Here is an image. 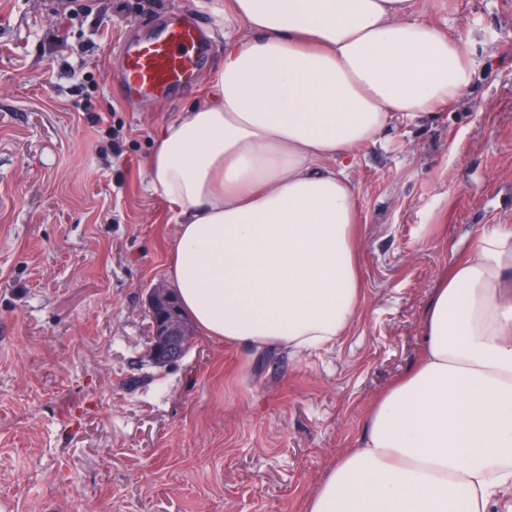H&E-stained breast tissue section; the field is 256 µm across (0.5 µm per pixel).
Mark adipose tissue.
I'll return each mask as SVG.
<instances>
[{"label":"adipose tissue","mask_w":512,"mask_h":512,"mask_svg":"<svg viewBox=\"0 0 512 512\" xmlns=\"http://www.w3.org/2000/svg\"><path fill=\"white\" fill-rule=\"evenodd\" d=\"M207 100L162 126L150 189L176 212L166 277L202 334L319 350L360 316L350 158L455 100L464 47L412 0H231ZM303 512H512V225L432 288L418 362Z\"/></svg>","instance_id":"obj_1"}]
</instances>
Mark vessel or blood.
Wrapping results in <instances>:
<instances>
[{"label":"vessel or blood","mask_w":512,"mask_h":512,"mask_svg":"<svg viewBox=\"0 0 512 512\" xmlns=\"http://www.w3.org/2000/svg\"><path fill=\"white\" fill-rule=\"evenodd\" d=\"M211 49L197 21L172 13L160 28L120 45L110 89L127 97L168 95L193 81Z\"/></svg>","instance_id":"1"}]
</instances>
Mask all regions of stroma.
<instances>
[{"label": "stroma", "mask_w": 512, "mask_h": 512, "mask_svg": "<svg viewBox=\"0 0 512 512\" xmlns=\"http://www.w3.org/2000/svg\"><path fill=\"white\" fill-rule=\"evenodd\" d=\"M90 5L0 0V512H302L418 359L439 276L481 226L512 224V0H414L474 76L353 160L349 333L303 355L198 333L169 365L146 298L177 225L145 162L222 69L230 0ZM176 8L207 28V66L160 101L107 96L115 45Z\"/></svg>", "instance_id": "1"}]
</instances>
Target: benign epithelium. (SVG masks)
<instances>
[{
    "label": "benign epithelium",
    "mask_w": 512,
    "mask_h": 512,
    "mask_svg": "<svg viewBox=\"0 0 512 512\" xmlns=\"http://www.w3.org/2000/svg\"><path fill=\"white\" fill-rule=\"evenodd\" d=\"M172 290L162 284L149 291L148 311L152 321L149 353L158 364L171 363L180 358L181 351L194 337L192 323L183 313L172 307Z\"/></svg>",
    "instance_id": "obj_1"
}]
</instances>
